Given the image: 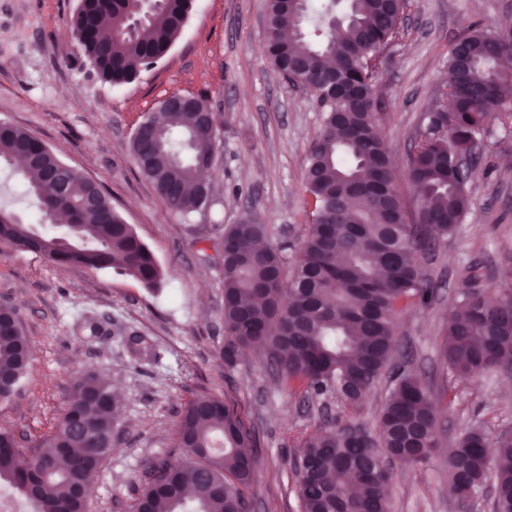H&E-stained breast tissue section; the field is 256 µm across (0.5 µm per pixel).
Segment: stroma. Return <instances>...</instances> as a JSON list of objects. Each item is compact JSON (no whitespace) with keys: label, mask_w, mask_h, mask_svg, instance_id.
Wrapping results in <instances>:
<instances>
[{"label":"stroma","mask_w":512,"mask_h":512,"mask_svg":"<svg viewBox=\"0 0 512 512\" xmlns=\"http://www.w3.org/2000/svg\"><path fill=\"white\" fill-rule=\"evenodd\" d=\"M77 3L0 0V123L26 129L101 182L165 279L154 292L111 269L0 245V305L14 308L31 350L19 390L0 401V425L32 458L62 416L74 376L117 382L116 445L93 478L88 510L130 512L149 467L175 449L181 412L197 395H215L254 433L257 469L246 489L254 512H299L291 460L302 438L317 433L326 414L357 418L378 435L388 386L350 411L304 404L302 390L274 380L261 360L243 356L225 369L219 254L224 229L250 220L267 225V243L286 246L295 260L311 220L306 157L322 114L268 60L266 0H194L168 55L120 85L83 66L70 32ZM510 23L512 0H408L406 36L384 50L379 71V131L397 167L447 80L457 36L475 24L493 33ZM171 94L204 99L218 124L215 201L187 219L163 206L130 151L136 127ZM492 130L472 168L468 214L421 262L434 297L397 321L399 351L437 407L439 448L423 466L390 463L391 512H461L448 490L446 449L472 427L491 440L512 432V377H460L440 357L458 291L497 292L508 284L503 269H512V178L499 169L512 156V114L497 116Z\"/></svg>","instance_id":"1"}]
</instances>
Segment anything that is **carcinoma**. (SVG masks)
<instances>
[{
	"label": "carcinoma",
	"instance_id": "cac0c4a2",
	"mask_svg": "<svg viewBox=\"0 0 512 512\" xmlns=\"http://www.w3.org/2000/svg\"><path fill=\"white\" fill-rule=\"evenodd\" d=\"M128 9V0H78L72 17L83 63L107 83H128L137 69L161 60L188 21L193 0H162L135 34L102 37ZM334 9L333 0L319 7L308 2L302 16L288 0H267L269 61L282 77L296 76L322 112L305 171L311 224L290 270L284 249L256 247L267 237L266 225L243 222L224 230L234 256L222 271L220 356L232 370L240 349L253 346L281 380L304 388L307 400L329 396L354 409L392 364L398 316L434 295L411 232L438 228L443 239L468 212L470 177L455 166L449 147L479 149L492 133L487 107L507 111L512 82L501 80L499 70L512 47L498 49L495 35L478 27L461 34L464 54L448 57L458 80L448 85L447 129L422 137L408 152L405 171L415 196L407 202L379 134L370 71V61L399 33L401 19L388 0H350L335 33L318 43L294 34L306 21L328 26ZM151 120L156 137L131 142L139 170L170 212L188 218L210 209L212 189L200 187L196 165L215 143L197 130L196 113L154 112ZM19 157L30 160L22 176L45 224L38 228L0 208V242L58 264L112 268L152 290L161 287L163 272L111 197L28 131L1 123L0 165ZM60 213L73 226V248L57 242L52 219ZM442 336V360L457 375L506 373L512 368V301L494 305L482 291L464 288ZM28 365L20 322L13 311L0 312V400L18 390ZM430 400L422 379L402 370L381 409L378 439L356 440L353 431L361 424L352 419L332 420L306 438L291 465L301 512H390L391 472L383 452L403 465L429 461L437 447ZM120 412L108 383L77 377L56 429L40 442L37 462L20 469L14 433L0 426V483L23 494L33 512H87L80 487L112 452ZM484 439L481 430H469L446 459L448 481L460 493L486 479ZM178 443L181 456L147 471L132 512H245L244 488L256 470L246 449L254 434L237 409L215 396H197L181 415ZM494 454V512H512V465H504L512 462V439L498 440Z\"/></svg>",
	"mask_w": 512,
	"mask_h": 512
}]
</instances>
